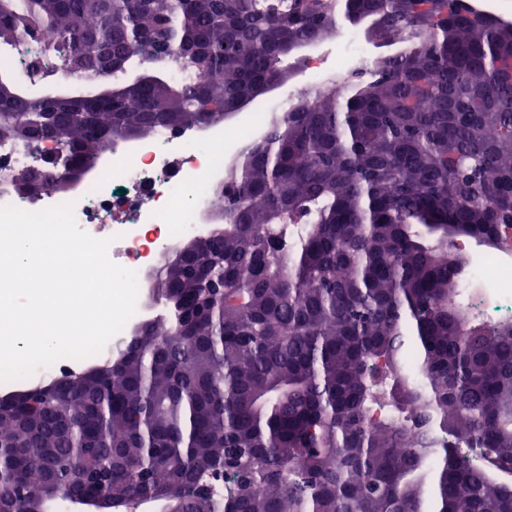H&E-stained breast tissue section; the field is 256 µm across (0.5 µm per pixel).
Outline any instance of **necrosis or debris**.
<instances>
[{"mask_svg": "<svg viewBox=\"0 0 512 512\" xmlns=\"http://www.w3.org/2000/svg\"><path fill=\"white\" fill-rule=\"evenodd\" d=\"M267 118V113L251 112L225 122L216 133L191 127L133 146L119 140L100 168L82 176L67 197L20 195L0 185V206L38 211L68 200L79 228L111 238L110 258L141 276L213 215V191L224 184L228 148L253 140ZM464 283L478 315L512 321V250L476 255Z\"/></svg>", "mask_w": 512, "mask_h": 512, "instance_id": "obj_1", "label": "necrosis or debris"}]
</instances>
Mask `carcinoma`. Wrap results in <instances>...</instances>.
<instances>
[{"mask_svg": "<svg viewBox=\"0 0 512 512\" xmlns=\"http://www.w3.org/2000/svg\"><path fill=\"white\" fill-rule=\"evenodd\" d=\"M349 24L390 54L312 89L224 167L195 264L115 357L0 399V512L54 491L137 512H512V325L461 301L464 236L512 230V23L466 0H9L86 80L34 99L0 72V140L80 175L112 141L219 123ZM204 74L207 80L198 81ZM371 422H366L369 416Z\"/></svg>", "mask_w": 512, "mask_h": 512, "instance_id": "carcinoma-1", "label": "carcinoma"}]
</instances>
